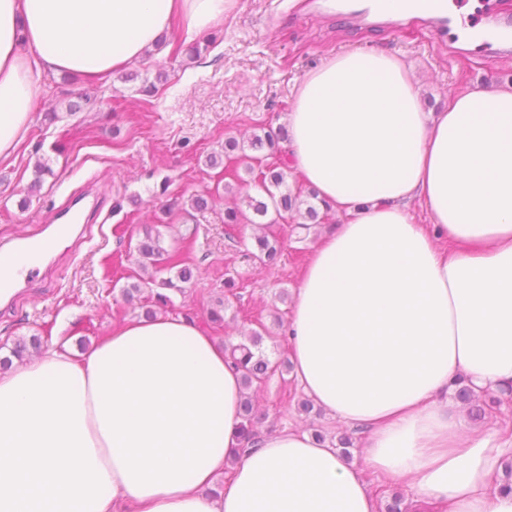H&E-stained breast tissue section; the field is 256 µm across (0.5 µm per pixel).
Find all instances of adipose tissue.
<instances>
[{"mask_svg":"<svg viewBox=\"0 0 512 512\" xmlns=\"http://www.w3.org/2000/svg\"><path fill=\"white\" fill-rule=\"evenodd\" d=\"M232 5L0 0V158L44 70L107 80L173 23L190 42ZM287 123L293 170L340 219L293 293L294 375L363 429V468L295 430L236 455L223 342L159 316L114 327L85 363L53 346L0 374V512H376L366 470L445 512H512L491 488L512 436L469 428L446 398L460 374L512 387V86L429 112L404 61L350 51L305 75Z\"/></svg>","mask_w":512,"mask_h":512,"instance_id":"1","label":"adipose tissue"}]
</instances>
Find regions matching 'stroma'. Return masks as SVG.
<instances>
[{
    "label": "stroma",
    "mask_w": 512,
    "mask_h": 512,
    "mask_svg": "<svg viewBox=\"0 0 512 512\" xmlns=\"http://www.w3.org/2000/svg\"><path fill=\"white\" fill-rule=\"evenodd\" d=\"M182 43L178 30H170L162 50L97 84L43 74L27 136L0 160V243L41 233L77 193L102 191L104 207L87 235L58 239L14 307L0 306V346L37 335L46 347L66 341L79 359L113 327L144 318L149 302H125L121 290L148 278L137 248L156 237L163 248L180 252L194 273L185 294H174L161 314L184 317L221 339L262 319L269 330L265 355L289 359L277 322L290 317L315 237L274 225L273 233L285 240L281 261L270 267L247 262L242 253L256 227L230 229L224 222L231 193L246 190L238 181L243 164L226 160L212 167L208 156L223 153L225 137L286 125L304 76L346 51L406 60L431 112L445 109L457 91L512 85V57L461 49L416 21L396 29L358 24L305 0H235L223 22L197 38L200 58H189ZM147 83L158 88L148 99L141 93ZM39 162L49 172L32 193ZM195 195L207 198V209H191ZM230 275L244 284L243 298L226 309L223 323H212L208 312L223 298ZM260 394L262 432L298 430L310 419L296 404L304 393L292 371L273 375ZM310 420L336 435L328 414Z\"/></svg>",
    "instance_id": "obj_1"
}]
</instances>
